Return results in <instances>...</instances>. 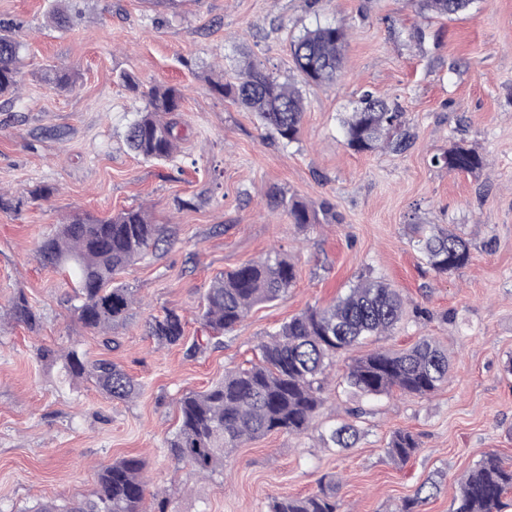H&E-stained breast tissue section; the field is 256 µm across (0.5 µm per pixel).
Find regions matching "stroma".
<instances>
[{
	"instance_id": "obj_1",
	"label": "stroma",
	"mask_w": 512,
	"mask_h": 512,
	"mask_svg": "<svg viewBox=\"0 0 512 512\" xmlns=\"http://www.w3.org/2000/svg\"><path fill=\"white\" fill-rule=\"evenodd\" d=\"M57 0H0V19L22 25V90L0 98V512L35 502L90 496L112 462L144 461L151 489L170 493L174 512H269L273 497L307 495L341 478L339 512H398L427 480L440 490L417 512H451L458 480L485 454L512 460V0H473L466 12L421 17L414 0H80L82 15L60 31ZM344 22L349 39L334 84L304 88L298 142L261 127L257 116L215 94L254 64L296 79L290 44L304 30ZM70 67L73 91L40 76ZM142 88L175 85L174 157L146 161L125 131L144 109L120 74ZM395 102L413 136L401 154H358L341 121L363 91ZM462 141L482 153L473 174L433 165ZM50 189L49 200L35 199ZM299 201L318 221L291 224ZM143 207L165 240L122 281L138 299L106 349L73 317V291L36 256L40 241L76 213L109 216ZM417 224H438L468 241L471 261L439 275L422 259ZM279 249L297 280L279 299L254 307L221 347L196 355L197 318L211 280ZM386 279L426 308L406 315L369 348L392 351L432 337L448 352L450 376L434 394L367 399L347 388L352 353L328 371L326 402L302 435L274 433L233 449L223 470L198 477L169 459L178 401L226 371L256 360L270 332L306 308L324 307L366 273ZM24 293L37 330L14 322L10 300ZM174 309L186 320L182 345L163 347L146 323ZM110 358L140 385L130 402L107 398L91 379L66 377L62 353ZM43 348L54 360L40 358ZM361 409L354 447L322 435ZM418 435L407 463L386 453L392 433Z\"/></svg>"
}]
</instances>
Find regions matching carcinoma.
<instances>
[{
    "label": "carcinoma",
    "instance_id": "1",
    "mask_svg": "<svg viewBox=\"0 0 512 512\" xmlns=\"http://www.w3.org/2000/svg\"><path fill=\"white\" fill-rule=\"evenodd\" d=\"M471 2L416 0L420 12L435 16L456 14ZM347 41V28L341 24L319 25L294 40L291 55L301 82L322 87L335 81ZM22 49L20 25L0 19V97L19 94ZM43 80L53 89L66 91L73 88L74 74L54 65ZM122 82L146 100L144 110L126 130L128 148L147 160L171 158L178 142L177 122L165 116L179 111L181 90L156 85L142 92L129 74L122 76ZM210 88L256 113L262 127L281 141L299 140L305 101L296 85L248 64L235 81H213ZM342 129L346 145L358 153H400L410 145L399 106L371 91L362 93L354 111L342 120ZM432 163L450 171L473 172L483 166L484 157L455 143L433 156ZM287 214L300 227L315 220V212L301 202L292 203ZM414 233L416 246L435 272L450 274L469 263L470 247L460 234L437 224H416ZM160 235L159 225L139 207L106 218L75 214L37 248L44 263L68 270L78 300L74 317L100 335L108 348L116 343L112 330L125 322L135 303V294L117 278L143 259ZM295 281L294 264L278 251L215 278L199 314L206 343L196 342L187 352L194 355L206 344H220L221 337L233 331L254 306L276 300ZM408 308L398 289L369 274L334 305L311 307L292 317L261 343L259 363L224 374V379L205 391L182 395L179 425L166 440L170 457L208 477L224 467L231 448L275 432L304 433L323 405L326 368L338 354L352 350L367 337L392 332ZM9 315L31 330L39 326V317L21 291L10 301ZM147 332L160 345H179L184 339V318L167 310L148 321ZM63 368L70 378L93 379L113 400L130 401L139 393L138 384L110 359H89L72 348L64 355ZM449 372L448 352L425 336L401 352L374 350L354 359L345 382L371 398L393 390L421 398L437 391ZM359 434L354 422L344 421L329 430L326 441L334 448H350ZM418 450V436L402 429L393 433L387 453L405 463ZM142 470L140 459L125 458L100 471L92 496L67 505L38 501L26 512H145L147 482ZM338 489V483L322 481L315 493L274 499L271 512H338ZM511 490L512 463L486 455L461 479L454 512H503L504 496Z\"/></svg>",
    "mask_w": 512,
    "mask_h": 512
}]
</instances>
